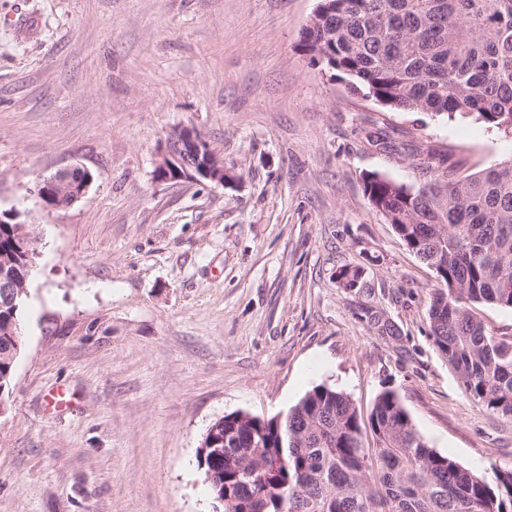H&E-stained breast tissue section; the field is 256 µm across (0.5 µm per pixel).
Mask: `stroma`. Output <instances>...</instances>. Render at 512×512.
<instances>
[{
    "label": "stroma",
    "instance_id": "stroma-1",
    "mask_svg": "<svg viewBox=\"0 0 512 512\" xmlns=\"http://www.w3.org/2000/svg\"><path fill=\"white\" fill-rule=\"evenodd\" d=\"M318 0H0V211L36 228L25 342L0 413V512H216L215 419L314 386L394 391L428 445L486 477L512 421L477 404L427 316L436 273L363 192L512 158L468 120L387 112L301 46ZM198 130L236 176L163 181ZM387 130L391 143H369ZM69 207L34 190L71 166ZM360 270L343 287L340 269ZM80 171V173H79ZM80 174L84 176V182L81 186L79 192L75 189L78 184V180H74L75 174ZM44 180V182H43ZM93 178L89 170L85 169L79 165H72L69 167H65L57 170L55 173L47 176L41 180V182L37 185V195L48 205H52L55 202V197L53 191L49 190L48 195L49 198H42V196L46 195V189L52 188L57 193V201H64L62 205H53L52 207H68L74 204L77 200H79L84 194L87 187L92 182ZM47 186H44V185ZM45 187V188H44ZM47 187V188H46ZM73 199V200H71ZM47 205V206H48Z\"/></svg>",
    "mask_w": 512,
    "mask_h": 512
}]
</instances>
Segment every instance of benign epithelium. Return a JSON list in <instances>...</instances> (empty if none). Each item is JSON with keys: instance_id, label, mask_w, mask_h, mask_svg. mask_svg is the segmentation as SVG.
<instances>
[{"instance_id": "7a95c632", "label": "benign epithelium", "mask_w": 512, "mask_h": 512, "mask_svg": "<svg viewBox=\"0 0 512 512\" xmlns=\"http://www.w3.org/2000/svg\"><path fill=\"white\" fill-rule=\"evenodd\" d=\"M156 175L161 180H207L221 186L235 180L224 168L210 144L195 129L182 128L170 138L169 145L160 155ZM92 182L89 170L72 165L57 170L37 185V195H46V188L57 193V201L68 207L79 200ZM26 275H16L8 269L0 273V309H14L17 302L28 294Z\"/></svg>"}]
</instances>
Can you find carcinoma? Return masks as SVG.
<instances>
[{
    "instance_id": "carcinoma-1",
    "label": "carcinoma",
    "mask_w": 512,
    "mask_h": 512,
    "mask_svg": "<svg viewBox=\"0 0 512 512\" xmlns=\"http://www.w3.org/2000/svg\"><path fill=\"white\" fill-rule=\"evenodd\" d=\"M301 45L330 77L388 112L471 119L512 139V0H320ZM368 204L439 281L431 335L465 392L512 420V335L473 305L512 309V160L417 191L364 176ZM29 244L22 250L21 241ZM30 225L3 215L0 266L33 263ZM23 313L0 311V411L23 348ZM199 466L223 512H512V470L489 480L431 448L392 391L364 416L317 385L284 415L227 414Z\"/></svg>"
}]
</instances>
